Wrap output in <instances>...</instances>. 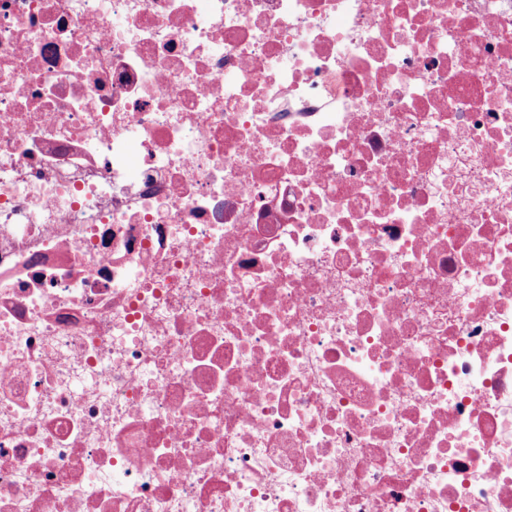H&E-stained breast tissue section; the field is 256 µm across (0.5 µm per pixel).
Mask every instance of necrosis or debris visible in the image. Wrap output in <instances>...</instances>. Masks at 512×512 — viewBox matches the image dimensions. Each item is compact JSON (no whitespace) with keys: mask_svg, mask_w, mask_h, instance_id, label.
Masks as SVG:
<instances>
[{"mask_svg":"<svg viewBox=\"0 0 512 512\" xmlns=\"http://www.w3.org/2000/svg\"><path fill=\"white\" fill-rule=\"evenodd\" d=\"M0 512H512V0H0Z\"/></svg>","mask_w":512,"mask_h":512,"instance_id":"4bbe7bcc","label":"necrosis or debris"}]
</instances>
